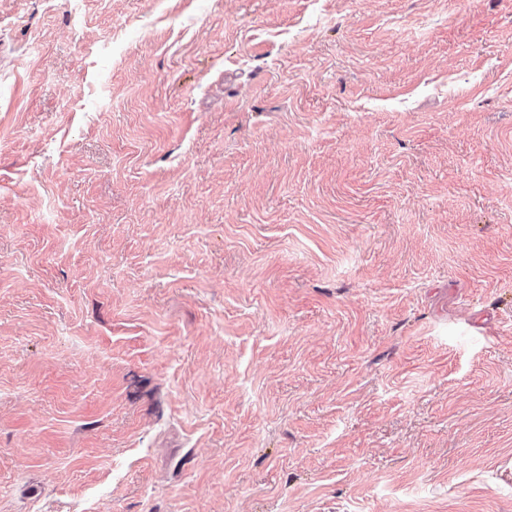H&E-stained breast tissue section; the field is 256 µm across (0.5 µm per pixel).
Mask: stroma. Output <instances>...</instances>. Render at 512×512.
<instances>
[{"instance_id":"1","label":"stroma","mask_w":512,"mask_h":512,"mask_svg":"<svg viewBox=\"0 0 512 512\" xmlns=\"http://www.w3.org/2000/svg\"><path fill=\"white\" fill-rule=\"evenodd\" d=\"M0 512H512V0H0Z\"/></svg>"}]
</instances>
